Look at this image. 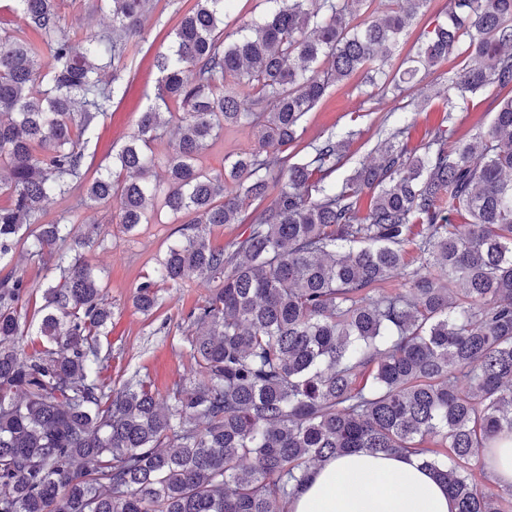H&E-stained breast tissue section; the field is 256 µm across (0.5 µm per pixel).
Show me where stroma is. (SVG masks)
Returning a JSON list of instances; mask_svg holds the SVG:
<instances>
[{
  "mask_svg": "<svg viewBox=\"0 0 512 512\" xmlns=\"http://www.w3.org/2000/svg\"><path fill=\"white\" fill-rule=\"evenodd\" d=\"M193 0H159L145 21L142 39L131 46L127 68L121 74L126 92L112 101V106L100 125L88 149L94 164H109L127 141L138 112L151 104L159 73L153 65L157 53L171 45L173 26L179 13L189 8ZM467 59L452 54L437 65L419 85L402 92L393 88L363 86L359 77L330 85L325 97L308 112L302 123L301 137L289 147V162L303 160L311 144L329 134L353 133L350 157L336 170L334 180L346 179L356 164L364 159L376 144L381 125H396L406 119L410 125L405 135L408 148L422 147L438 128L452 126L453 138L467 141L487 129L497 110L499 97L489 88L477 94L469 110L449 115L447 107L448 79L465 67ZM254 130L247 125L226 129L223 136L210 146L202 162L212 171L223 170L227 157L253 147ZM82 188H75L65 197L51 198L44 205L46 221L66 217L72 219L75 233H83L90 224L100 225L105 243L89 252L112 305V326L101 348L111 351L108 371L113 382L125 379L128 370L138 367L148 374L156 391L165 393L175 379L192 377L196 365L184 341L181 323L186 314L201 305L211 293V284L196 279L162 293L163 305L155 315L144 316L132 305L137 285L152 274L156 260L169 242L177 238L185 218L166 211L159 212L156 223L141 225L138 231L126 232L122 225L112 223L108 207L76 209ZM170 321V332H162V321Z\"/></svg>",
  "mask_w": 512,
  "mask_h": 512,
  "instance_id": "35a3bbf8",
  "label": "stroma"
}]
</instances>
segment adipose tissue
Here are the masks:
<instances>
[{
  "instance_id": "ef3b65f1",
  "label": "adipose tissue",
  "mask_w": 512,
  "mask_h": 512,
  "mask_svg": "<svg viewBox=\"0 0 512 512\" xmlns=\"http://www.w3.org/2000/svg\"><path fill=\"white\" fill-rule=\"evenodd\" d=\"M288 512H456V507L416 457L362 449L318 466Z\"/></svg>"
}]
</instances>
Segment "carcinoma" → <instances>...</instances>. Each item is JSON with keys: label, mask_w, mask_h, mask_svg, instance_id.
I'll list each match as a JSON object with an SVG mask.
<instances>
[{"label": "carcinoma", "mask_w": 512, "mask_h": 512, "mask_svg": "<svg viewBox=\"0 0 512 512\" xmlns=\"http://www.w3.org/2000/svg\"><path fill=\"white\" fill-rule=\"evenodd\" d=\"M12 2L15 23L0 31V264L29 229L48 279L27 353L30 285L0 277V512H288L317 465L362 448L422 455L457 512H512L484 452L512 439V0H448V22L424 30L388 79L402 90L465 35L448 112L493 86L503 98L489 129L466 143L440 130L418 151L404 124L340 184L327 178L346 140L330 135L288 166L280 153L330 84L386 75L429 0H394L382 18L361 12L375 0H267L237 38L224 19L238 0H194L157 54L154 102L92 177L86 147L151 0H94L112 13L97 40L77 37L58 0ZM230 77L251 85L248 98ZM242 123L257 145L205 169L210 144ZM82 183L83 205H115L128 233L160 208L192 216L136 287L139 312L154 314L165 285L220 283L184 319L197 376L162 402L138 368L117 387L103 378L112 305L87 259L100 234L43 221L46 201ZM245 222L230 252L207 236Z\"/></svg>", "instance_id": "cac0c4a2"}]
</instances>
